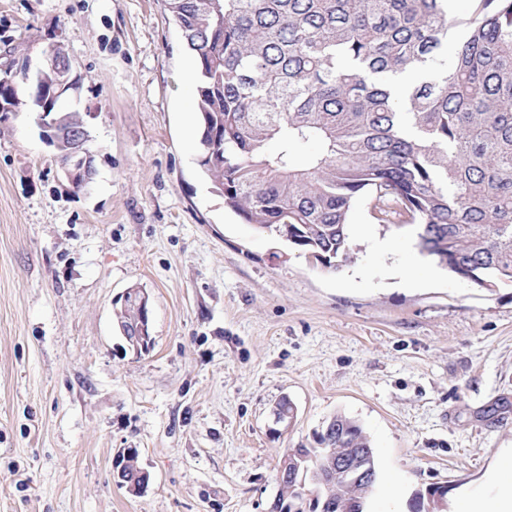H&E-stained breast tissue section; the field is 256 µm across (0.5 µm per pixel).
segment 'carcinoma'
Segmentation results:
<instances>
[{
    "instance_id": "cac0c4a2",
    "label": "carcinoma",
    "mask_w": 512,
    "mask_h": 512,
    "mask_svg": "<svg viewBox=\"0 0 512 512\" xmlns=\"http://www.w3.org/2000/svg\"><path fill=\"white\" fill-rule=\"evenodd\" d=\"M164 0L197 63L199 166L224 206L324 268L353 258L361 197L375 219L419 226L421 251L487 290L512 286V0ZM453 48L446 63L442 50ZM53 130L76 128L58 76L42 77ZM128 291L119 318L137 317ZM308 475L352 452L374 457L363 427L336 415ZM116 465L139 470L129 448ZM288 512H353L361 485L331 477L315 496L280 478Z\"/></svg>"
}]
</instances>
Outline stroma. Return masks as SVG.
Wrapping results in <instances>:
<instances>
[{
	"instance_id": "35a3bbf8",
	"label": "stroma",
	"mask_w": 512,
	"mask_h": 512,
	"mask_svg": "<svg viewBox=\"0 0 512 512\" xmlns=\"http://www.w3.org/2000/svg\"><path fill=\"white\" fill-rule=\"evenodd\" d=\"M54 41L96 176L74 190L31 114L0 123V512H272L284 456L336 414L375 451L370 512L436 485L452 505L496 499L512 287L433 276L416 226L364 198L336 272L225 208L164 0H0V56L37 66ZM134 286L155 340L142 355L115 318ZM285 397L288 425L272 416ZM127 448L138 494L114 477Z\"/></svg>"
}]
</instances>
